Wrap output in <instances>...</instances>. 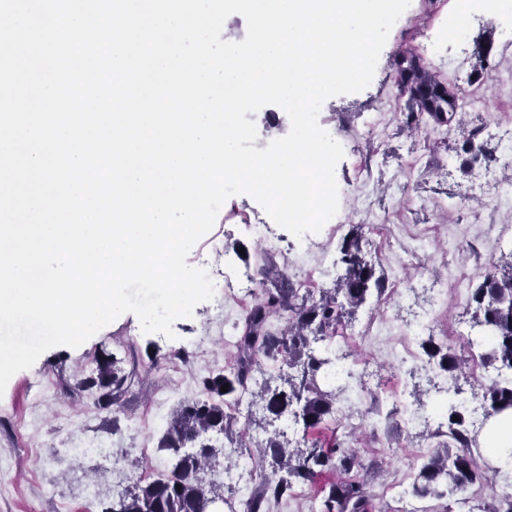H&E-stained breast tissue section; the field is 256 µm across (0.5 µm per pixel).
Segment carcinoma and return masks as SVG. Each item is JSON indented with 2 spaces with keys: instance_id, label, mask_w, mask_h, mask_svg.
Returning a JSON list of instances; mask_svg holds the SVG:
<instances>
[{
  "instance_id": "obj_1",
  "label": "carcinoma",
  "mask_w": 512,
  "mask_h": 512,
  "mask_svg": "<svg viewBox=\"0 0 512 512\" xmlns=\"http://www.w3.org/2000/svg\"><path fill=\"white\" fill-rule=\"evenodd\" d=\"M397 87L412 99L418 112L436 125H447L456 116L459 98L455 88L443 82L413 49H406L396 60ZM361 226H356L340 248L344 273L334 287L300 294L288 275L272 263L268 251L259 255L257 275L259 290L247 309L245 327L240 335L237 355L230 368L201 379L204 397L182 402L159 440L158 448L167 459V470L149 479H139L130 489L102 512H203L210 507L225 512H267L270 501H278L293 487L312 482L327 470L336 471L338 479L321 498L318 512H371V494L363 480L352 475L360 467L355 451L334 442L312 438L327 422L336 418V395L323 390L319 376L331 371L336 360L320 344L336 336V328L347 314L381 297L384 279L363 256L359 240ZM273 281L276 286L266 287ZM474 326L479 335L468 339V346L488 340L486 364L497 370L500 379L484 387L489 415L512 409V263L488 273L475 288ZM285 319L278 332L271 320ZM420 346L439 370H461L463 356L448 344L429 335ZM279 364L277 378L283 384L264 383L255 392L251 388L253 372L259 359ZM126 377L117 361L103 356L97 360L96 376L84 382L87 387L106 390L104 399H115L122 392ZM229 386L222 391V386ZM251 403H262L273 430L265 440V452L274 460L272 473L260 475V490L236 503L224 496L213 479L203 474L217 469L216 447L208 434L224 435V447L245 448L247 428L238 429L236 407L244 396ZM458 420H453V417ZM447 430L437 429V436L447 437L421 465L412 492L419 497H453L482 480L472 451L475 438L466 424L463 403L448 405ZM302 449L291 453V444ZM489 512H512V493L500 494L496 485Z\"/></svg>"
}]
</instances>
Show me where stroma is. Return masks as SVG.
<instances>
[{"instance_id": "stroma-1", "label": "stroma", "mask_w": 512, "mask_h": 512, "mask_svg": "<svg viewBox=\"0 0 512 512\" xmlns=\"http://www.w3.org/2000/svg\"><path fill=\"white\" fill-rule=\"evenodd\" d=\"M468 6V36L457 41L450 30L457 0H411L404 22L388 36L371 84L325 101L321 117L341 131L344 157L336 168L338 214L319 233L296 239L268 220L253 198L236 195L187 258L200 266L217 257L226 274L252 282L260 243L242 221L247 214L265 220L279 238L272 257L293 284L324 259L329 268L318 285L330 288L343 272L341 244L361 225L362 253L383 275L386 290L380 301H369L346 320L349 339L330 345L353 377H328L321 384L335 391L337 404H354V413L337 414L332 427L358 453L372 512H486L492 500L490 487L478 483L462 500L445 505L411 494L414 475L439 443L435 431L448 402L482 403L484 387L496 376L466 344L475 311L471 295L488 272L512 261V165L503 163L512 148V16L493 0H468ZM414 44L460 97L477 98L475 108L458 112L447 125H407L416 106L398 91L394 59ZM474 127L481 129L489 156L476 165L462 149L464 134ZM489 170L496 177L493 203L480 195ZM399 280L408 285L401 298L392 292ZM422 314L434 336L465 357L451 387L420 354L419 340L411 342L415 360L402 366L394 360L400 334ZM244 320L219 293L177 320L172 340L143 333L138 318L127 313L79 347L52 348L16 373L0 394V407L15 409L0 416V512H103L145 470H164L158 443L168 421L182 401L199 396L203 376L223 370L230 354L221 337ZM202 336L210 337L209 349L191 358L184 383L168 384L164 367L170 357ZM103 354L113 356L128 377L125 391L110 404L82 386ZM46 375L55 389L45 394ZM160 391L165 400L156 421L136 426V415ZM79 440L108 445L111 458L68 455Z\"/></svg>"}]
</instances>
